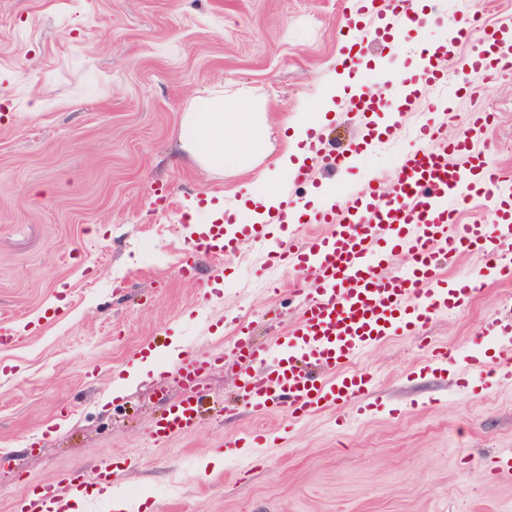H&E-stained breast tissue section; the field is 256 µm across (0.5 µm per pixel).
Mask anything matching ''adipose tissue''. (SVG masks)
I'll return each mask as SVG.
<instances>
[{"mask_svg":"<svg viewBox=\"0 0 512 512\" xmlns=\"http://www.w3.org/2000/svg\"><path fill=\"white\" fill-rule=\"evenodd\" d=\"M269 136L262 113L227 104L220 96L195 98L180 131L184 146L200 164L220 172L251 168Z\"/></svg>","mask_w":512,"mask_h":512,"instance_id":"ef3b65f1","label":"adipose tissue"}]
</instances>
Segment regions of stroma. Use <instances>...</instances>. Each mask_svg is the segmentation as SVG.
Wrapping results in <instances>:
<instances>
[{"instance_id": "35a3bbf8", "label": "stroma", "mask_w": 512, "mask_h": 512, "mask_svg": "<svg viewBox=\"0 0 512 512\" xmlns=\"http://www.w3.org/2000/svg\"><path fill=\"white\" fill-rule=\"evenodd\" d=\"M459 0H442L410 36L370 50L362 81L422 82L418 48L448 35ZM353 0H0V512L111 462L134 468L80 512H512V477L491 471L512 448V387L465 392L454 371L425 368L431 349L483 352L484 322L512 315V287L488 282L462 310L358 358L374 378L357 417L350 403L294 421L236 397L242 359L205 370L193 430L150 431L184 394L177 364L232 348L245 328L273 347L301 315L257 249L189 253L195 225L257 224L253 189L283 184L280 158L311 120L318 156L294 199L392 179L416 145L428 100L402 132L350 170L322 155L365 133L341 109L337 65ZM220 95L265 113L270 150L251 169L203 168L179 143L191 100ZM449 135L471 112L493 113L476 145L512 172V72L454 101ZM197 267L182 273L183 263ZM219 288H212V280ZM64 295L61 310L43 318ZM259 430L269 443L232 448Z\"/></svg>"}]
</instances>
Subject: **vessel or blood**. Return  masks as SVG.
I'll return each mask as SVG.
<instances>
[{
  "label": "vessel or blood",
  "mask_w": 512,
  "mask_h": 512,
  "mask_svg": "<svg viewBox=\"0 0 512 512\" xmlns=\"http://www.w3.org/2000/svg\"><path fill=\"white\" fill-rule=\"evenodd\" d=\"M385 2L389 19L368 26L361 17L374 0H357L356 33L340 55L349 77H356L370 46L407 36L420 19L415 0ZM470 40L473 52L457 56L458 45ZM454 58L466 72L493 76L511 71L512 21L476 29L469 12L459 11L450 41L422 51L424 85H438L442 61ZM348 104L357 112L390 111L391 122L384 134L370 133L337 154L341 168L402 126L400 110L387 109L369 91L354 89ZM430 109L418 130L417 146L400 155L390 183L377 181L352 195L336 193L311 215V222L328 225L327 233L286 247L270 243L263 224L251 225L242 236L229 225L197 227L190 240L192 252L217 257L260 244L266 267L294 269L311 286L299 321L281 337L274 358H267L246 336L237 337L235 349L246 350L250 359L238 384L246 404L259 410L283 406L290 414L305 415L355 400L358 415H367L369 408L361 399L372 380L348 371L351 361L386 339L415 332L438 314L464 308L487 281L512 279V177L491 165L485 151L475 146L476 136L489 127V115L470 113L466 127L450 140L445 124L434 118L439 104ZM305 177L299 169L285 180L276 223H284L293 208L291 188ZM474 199L490 207L492 223H458V209ZM464 252L481 255L482 266L470 277L448 283L440 260L451 261ZM400 254L406 256V266L396 264ZM489 329L501 338L492 353L475 357L436 349L430 363L440 371L456 366L466 389L491 377L500 386L512 383V322L496 319ZM204 399L197 391L165 407L152 425L153 438L160 442L191 431ZM69 491L66 484L51 486L44 500L31 502L27 512H65Z\"/></svg>",
  "instance_id": "vessel-or-blood-1"
}]
</instances>
